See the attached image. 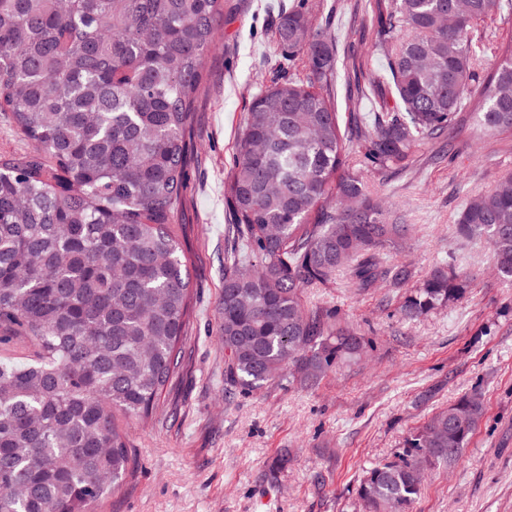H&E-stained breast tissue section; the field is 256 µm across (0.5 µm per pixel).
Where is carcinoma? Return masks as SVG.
<instances>
[{
  "label": "carcinoma",
  "mask_w": 512,
  "mask_h": 512,
  "mask_svg": "<svg viewBox=\"0 0 512 512\" xmlns=\"http://www.w3.org/2000/svg\"><path fill=\"white\" fill-rule=\"evenodd\" d=\"M501 0H374L383 60L333 99L336 37L320 4L277 7L288 71L250 103L227 198L234 217L218 317L226 391L292 367L313 386L365 339L308 308L302 288L344 270L357 288L405 284L381 267L399 238L360 171L403 166L477 105L488 135L512 131V44L475 35ZM224 0H0V111L40 151L0 161V512H94L133 472L116 413L146 419L183 367L190 293L174 231L205 59ZM494 68L481 75L483 61ZM394 107L364 112L370 98ZM465 238L493 248L512 282V175L469 200ZM452 266L410 288L406 320L462 296ZM25 340L23 360L2 348ZM484 413L481 393L435 412L360 481L364 512H407L423 469L455 461Z\"/></svg>",
  "instance_id": "cac0c4a2"
}]
</instances>
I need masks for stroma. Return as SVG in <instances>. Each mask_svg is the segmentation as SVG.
<instances>
[{
	"mask_svg": "<svg viewBox=\"0 0 512 512\" xmlns=\"http://www.w3.org/2000/svg\"><path fill=\"white\" fill-rule=\"evenodd\" d=\"M273 2L224 0L175 226L192 289L186 361L156 413L130 424L134 476L98 512H361L356 489L366 470L392 460L433 412L473 391L484 400L481 421L456 463L427 473L409 512H512V284L496 275L486 240L457 233L466 201L512 173V131L485 136L472 109L406 169L362 173L387 223L406 227L381 250L383 264L407 266L419 279L455 262L469 282L464 295L406 321V286L362 291L338 273L306 287L304 300L368 338L361 358L310 389L275 380L224 391L218 312L233 221L225 189L243 116L281 62ZM322 2L339 49L367 78L378 67L372 0Z\"/></svg>",
	"mask_w": 512,
	"mask_h": 512,
	"instance_id": "stroma-1",
	"label": "stroma"
}]
</instances>
